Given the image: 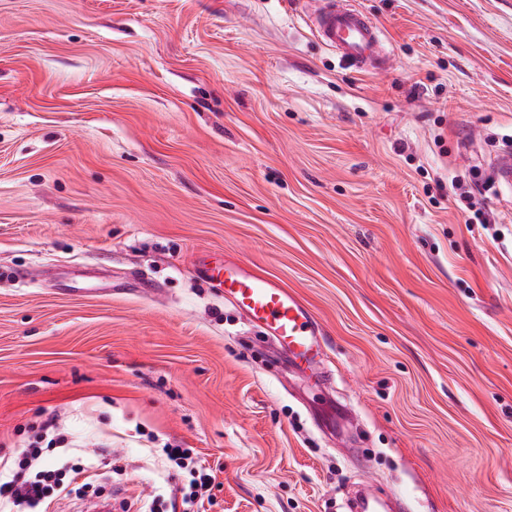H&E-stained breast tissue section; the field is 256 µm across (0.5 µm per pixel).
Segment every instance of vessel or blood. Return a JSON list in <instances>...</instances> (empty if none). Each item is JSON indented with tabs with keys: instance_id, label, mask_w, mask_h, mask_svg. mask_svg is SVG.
I'll list each match as a JSON object with an SVG mask.
<instances>
[{
	"instance_id": "b4317fda",
	"label": "vessel or blood",
	"mask_w": 512,
	"mask_h": 512,
	"mask_svg": "<svg viewBox=\"0 0 512 512\" xmlns=\"http://www.w3.org/2000/svg\"><path fill=\"white\" fill-rule=\"evenodd\" d=\"M311 23L321 42L341 60L361 71L382 69L380 28L363 12L338 0H310ZM209 283L223 288L225 300L246 322L265 328L296 366L320 367L326 361L323 328L309 307L291 290L268 276L237 264L208 268Z\"/></svg>"
}]
</instances>
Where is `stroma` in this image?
Listing matches in <instances>:
<instances>
[{"label":"stroma","mask_w":512,"mask_h":512,"mask_svg":"<svg viewBox=\"0 0 512 512\" xmlns=\"http://www.w3.org/2000/svg\"><path fill=\"white\" fill-rule=\"evenodd\" d=\"M385 71L307 0H0V456L97 458L49 512H147L166 444L207 512H512V0H352ZM321 321L294 366L203 267ZM339 0H310L311 23L321 42L341 60L361 71L382 69L380 28L363 12L339 6ZM164 452L173 469L182 473L181 483L174 490L176 499L174 511L177 508V500L180 498L182 512H200L207 500L211 503L209 494L212 475L209 469L202 467L192 448H181L179 445H165Z\"/></svg>","instance_id":"stroma-1"}]
</instances>
